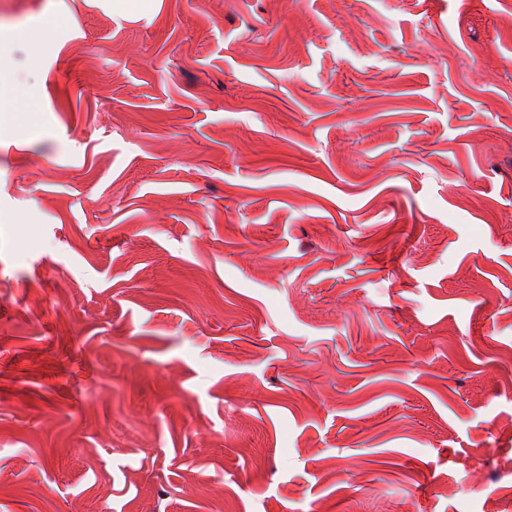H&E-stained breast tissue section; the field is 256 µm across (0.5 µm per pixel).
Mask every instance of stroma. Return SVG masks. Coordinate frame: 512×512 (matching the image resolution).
I'll use <instances>...</instances> for the list:
<instances>
[{"label":"stroma","instance_id":"35a3bbf8","mask_svg":"<svg viewBox=\"0 0 512 512\" xmlns=\"http://www.w3.org/2000/svg\"><path fill=\"white\" fill-rule=\"evenodd\" d=\"M142 2L0 0V512H512V0Z\"/></svg>","mask_w":512,"mask_h":512}]
</instances>
